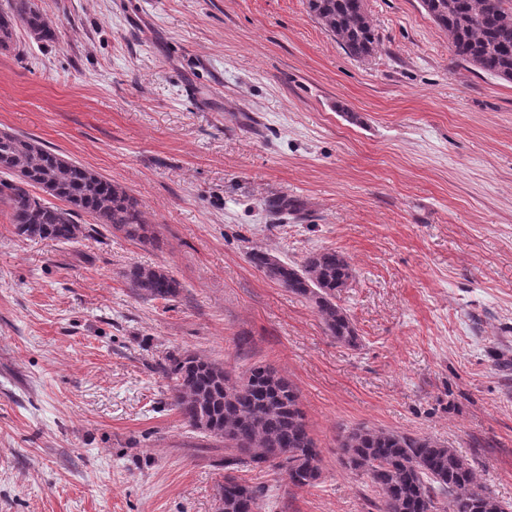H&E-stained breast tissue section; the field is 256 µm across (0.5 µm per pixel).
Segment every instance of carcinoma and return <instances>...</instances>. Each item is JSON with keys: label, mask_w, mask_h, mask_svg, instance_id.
I'll list each match as a JSON object with an SVG mask.
<instances>
[{"label": "carcinoma", "mask_w": 512, "mask_h": 512, "mask_svg": "<svg viewBox=\"0 0 512 512\" xmlns=\"http://www.w3.org/2000/svg\"><path fill=\"white\" fill-rule=\"evenodd\" d=\"M308 11L336 38L346 55L364 60L379 39L364 0H307ZM421 6L447 35L455 55L482 72L512 81V0H421ZM37 42L55 39L56 28L33 0H13L12 13L0 14V47L7 49L15 24ZM0 203L9 208L15 233L27 239L74 241L85 234L80 212L132 239L145 238L138 202L94 171L64 159L35 138L0 132ZM39 188L67 207L31 195ZM251 263L291 293L311 301L326 332L354 346L357 334L337 295L352 279L347 259L334 249L313 252L300 264L283 263L254 251ZM141 296L170 301L181 283L158 266L134 264L123 272ZM164 373L173 384L174 406L183 421L203 431L207 425L224 441V512H259L265 488L233 475L235 471L276 468L298 489L319 484V452L310 435L294 384L266 364L240 374L200 356L173 350ZM343 465L365 476L376 494L378 512H436L448 497V512H507L478 485L471 464L453 449L427 437L361 426L339 435Z\"/></svg>", "instance_id": "1"}]
</instances>
